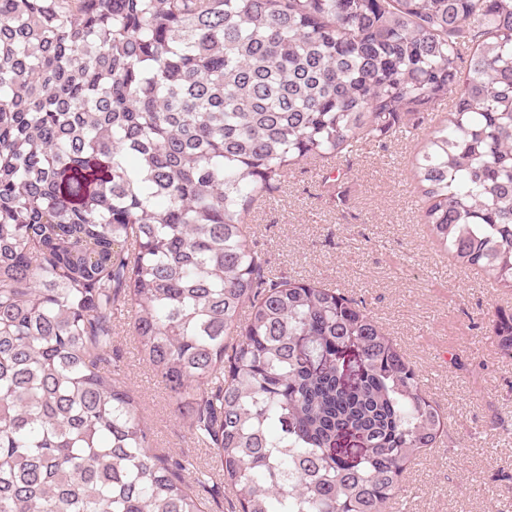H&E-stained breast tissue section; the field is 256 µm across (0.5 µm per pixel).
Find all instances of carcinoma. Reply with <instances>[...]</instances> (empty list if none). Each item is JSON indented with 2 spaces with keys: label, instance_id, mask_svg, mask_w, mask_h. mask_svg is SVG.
<instances>
[{
  "label": "carcinoma",
  "instance_id": "obj_1",
  "mask_svg": "<svg viewBox=\"0 0 512 512\" xmlns=\"http://www.w3.org/2000/svg\"><path fill=\"white\" fill-rule=\"evenodd\" d=\"M450 95L420 220L512 288V0H0V512H208L112 363L125 306L239 512H385L443 414L243 226ZM488 326L512 356V308Z\"/></svg>",
  "mask_w": 512,
  "mask_h": 512
}]
</instances>
